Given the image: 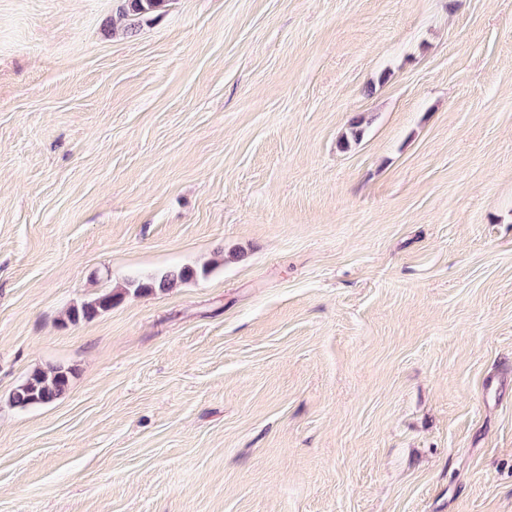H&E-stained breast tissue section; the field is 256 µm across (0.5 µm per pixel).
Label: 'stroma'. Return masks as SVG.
<instances>
[{
	"mask_svg": "<svg viewBox=\"0 0 512 512\" xmlns=\"http://www.w3.org/2000/svg\"><path fill=\"white\" fill-rule=\"evenodd\" d=\"M120 5L0 0V512H512V0ZM124 5L121 18L126 21V28L134 29L140 20L165 10L170 0H122ZM196 275L195 270L186 267L166 270L146 280L129 281V288H126V290L133 289L135 293H151L156 289L167 290L175 287L178 283L191 280ZM118 296V294H114L112 291H110L101 294L89 302L83 303L80 307H73L68 312V320L72 324L90 320L97 316L100 312L111 309L112 305H114V300ZM73 370L63 366L35 368L10 397L14 407L27 408L51 403L69 389Z\"/></svg>",
	"mask_w": 512,
	"mask_h": 512,
	"instance_id": "obj_1",
	"label": "stroma"
}]
</instances>
